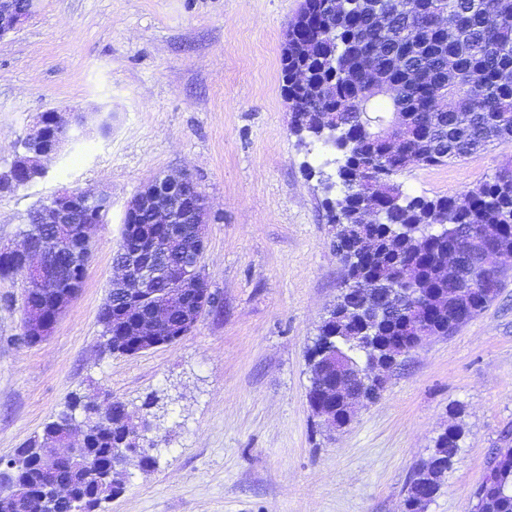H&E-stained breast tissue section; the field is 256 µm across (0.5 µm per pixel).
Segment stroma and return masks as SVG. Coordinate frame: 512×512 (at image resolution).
Returning <instances> with one entry per match:
<instances>
[{"instance_id": "35a3bbf8", "label": "stroma", "mask_w": 512, "mask_h": 512, "mask_svg": "<svg viewBox=\"0 0 512 512\" xmlns=\"http://www.w3.org/2000/svg\"><path fill=\"white\" fill-rule=\"evenodd\" d=\"M303 0H39L0 37V170L50 110L112 115L45 176L0 194V246L59 190L107 191L87 276L51 336L19 341L26 282L0 275V461L72 397L122 402L157 423L150 470L129 463L103 512H400L404 488L448 427L461 450L426 512H472L495 448H512V278L449 336L401 356L343 430L307 402L308 350L338 292L320 182L338 154L289 131L282 55ZM512 160V143L414 165L411 196L454 195ZM190 174L209 206L202 266L215 304L180 340L104 351L99 312L130 201L152 178Z\"/></svg>"}]
</instances>
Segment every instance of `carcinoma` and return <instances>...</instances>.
Returning a JSON list of instances; mask_svg holds the SVG:
<instances>
[{"label":"carcinoma","instance_id":"obj_1","mask_svg":"<svg viewBox=\"0 0 512 512\" xmlns=\"http://www.w3.org/2000/svg\"><path fill=\"white\" fill-rule=\"evenodd\" d=\"M387 27L375 24L373 5L367 0H343L336 8L330 0H304L301 15L309 17L299 30L288 28L283 74L290 121L306 118L308 126L329 114L331 124L344 135L338 177L345 192L336 201V255L343 265V279H359L370 288L381 278L408 297L415 289L422 296L448 294V305L432 311L417 302L406 315L386 318L375 339L366 341L336 333L329 316L318 336L329 348L369 369L375 348L415 335L412 325L435 328L442 336L455 331L482 311L495 293L484 292L487 279L501 288L512 267L483 265V224L500 227V248L512 253V172L499 168L482 183L453 196L411 197L402 191L396 176L409 164L446 165L478 153L499 142H512V0H375ZM310 73V85L294 83L295 71ZM390 87L396 92L393 111L399 113L400 146L390 151L381 135L388 115L375 105L376 97ZM459 98L448 112L438 109L442 89ZM368 203L381 211L377 224L359 222ZM124 223L147 230L149 240L166 235L162 224L151 223L148 211L125 214ZM25 238L53 236V227L27 224ZM459 254L456 277L445 278L439 269L448 264V252ZM468 289L463 306L455 303L459 289ZM184 308L159 324L156 335H141L137 314L112 307L119 334L112 337L111 354L133 355L154 341L166 342L184 330ZM76 397L69 411L48 422L41 439L59 440L63 423L81 410ZM460 432L448 429L436 442L434 454H444L443 468H418L411 477L403 503L406 512H420L417 482L427 479L440 491L443 476L459 453ZM133 447L124 405L112 401L105 417L91 429L87 448L96 465H112V483L103 485L80 472L84 493L90 498L116 497L125 488L124 451ZM487 466L497 480V491L480 495L474 512H512V462L491 455ZM24 512H42L37 476L29 470Z\"/></svg>","mask_w":512,"mask_h":512}]
</instances>
